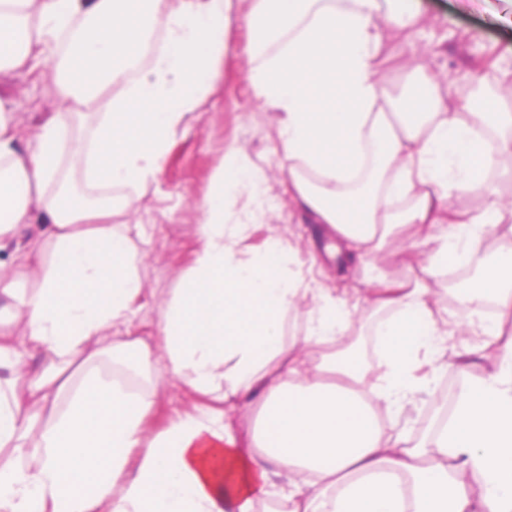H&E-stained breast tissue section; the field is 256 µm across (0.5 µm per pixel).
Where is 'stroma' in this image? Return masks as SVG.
<instances>
[{
	"label": "stroma",
	"instance_id": "35a3bbf8",
	"mask_svg": "<svg viewBox=\"0 0 512 512\" xmlns=\"http://www.w3.org/2000/svg\"><path fill=\"white\" fill-rule=\"evenodd\" d=\"M464 11L460 0H421L422 19L412 29L382 27V52L391 60L387 77L395 87H411L408 62L423 57L429 72L438 78L450 98L469 80L471 70L486 58L497 60L493 84L512 72V28L496 27L493 11L503 0H474ZM252 0H235L237 20L227 30L224 59L218 80L208 89L196 112L190 113L173 137L161 172L144 188L114 187L118 199H133V212L119 216L127 227L136 254L135 271L142 291L135 298L127 322L113 327L119 336H154L165 304L180 280L193 266L203 245L199 227L201 203L211 188L212 176L225 153L234 147L246 150L252 162L265 173L262 197L265 211L242 243L243 252L262 247L269 237L280 238L296 255L294 266L307 288H332L344 292L353 312L350 339L365 356L366 385L379 382L384 374L375 345V329L384 312L375 310L364 288L369 278L385 273L409 277L419 272L428 249L400 242L387 248L373 265H353L344 255L331 252L336 242L328 225L315 223L288 194V165L279 152L280 127L277 113L264 110L253 90L250 76L263 64L265 53L253 49L247 19ZM0 96L14 103V132L21 147H33L34 136L56 109L49 78L35 79L16 72L0 79ZM23 249L0 251V279L14 295L0 299V328L9 330L15 348L27 347L22 323L14 321L17 299L36 288L39 271L17 275ZM480 339L462 332L448 339V350L436 363L429 391L419 393L396 417V431L404 441L415 443L431 424L435 406L453 404L457 389L468 381L490 373L494 364L479 352ZM152 375L158 381L156 399L160 410L151 422L159 430L166 416L195 412L203 405L181 380L174 377L164 350H157Z\"/></svg>",
	"mask_w": 512,
	"mask_h": 512
}]
</instances>
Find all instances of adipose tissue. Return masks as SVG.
Masks as SVG:
<instances>
[{"label":"adipose tissue","mask_w":512,"mask_h":512,"mask_svg":"<svg viewBox=\"0 0 512 512\" xmlns=\"http://www.w3.org/2000/svg\"><path fill=\"white\" fill-rule=\"evenodd\" d=\"M420 19L409 0H254L251 11L253 45L270 52L253 80L280 115L292 196L365 260L413 236L431 247L421 275L367 283L387 313L382 383L365 389L352 311L326 289L314 291L306 334L285 337L306 291L279 240L242 257L264 174L234 148L158 336L173 375L214 407L174 414L150 436L154 348L111 333L142 290L112 225L134 204L84 201L61 176L59 132L107 100L91 137L74 141L85 181L147 185L219 76L233 0H0V74L50 75L58 101L31 152L0 97V248L34 228L24 260L41 273L15 312L28 349L0 340V447L15 453L0 466V512H254L260 500L268 512H512V249L459 293L465 307L495 302L493 317H460L482 331L495 370L458 390L424 443L403 444L392 420L429 389L422 368L446 349L448 314L432 296L442 268L512 223L511 204L492 200L476 217L456 201L512 160V84L489 112L448 98L434 77L424 96L398 98L380 26ZM244 188L250 203L234 209ZM387 195L400 207L384 208ZM109 349L134 355L138 389L99 378ZM229 399L258 409L247 440L221 421Z\"/></svg>","instance_id":"1"}]
</instances>
